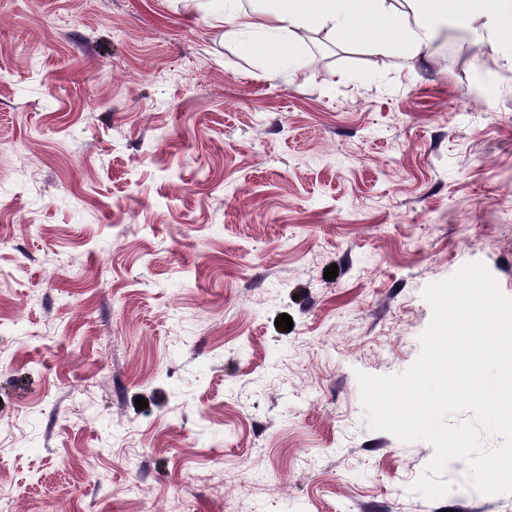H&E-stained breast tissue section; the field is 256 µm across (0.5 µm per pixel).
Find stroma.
<instances>
[{
  "label": "stroma",
  "instance_id": "stroma-1",
  "mask_svg": "<svg viewBox=\"0 0 512 512\" xmlns=\"http://www.w3.org/2000/svg\"><path fill=\"white\" fill-rule=\"evenodd\" d=\"M288 52L195 0H0L13 512H512L460 461L411 493L433 449L357 381L416 360L464 264L512 296V68L466 34Z\"/></svg>",
  "mask_w": 512,
  "mask_h": 512
}]
</instances>
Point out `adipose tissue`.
<instances>
[{"label": "adipose tissue", "mask_w": 512, "mask_h": 512, "mask_svg": "<svg viewBox=\"0 0 512 512\" xmlns=\"http://www.w3.org/2000/svg\"><path fill=\"white\" fill-rule=\"evenodd\" d=\"M209 16L224 39L272 34L292 46L308 34L333 46L351 45L372 27L380 32L377 51L410 63L423 59L451 21L477 41L501 39L512 24V0H261L249 9L241 0H223Z\"/></svg>", "instance_id": "ef3b65f1"}]
</instances>
